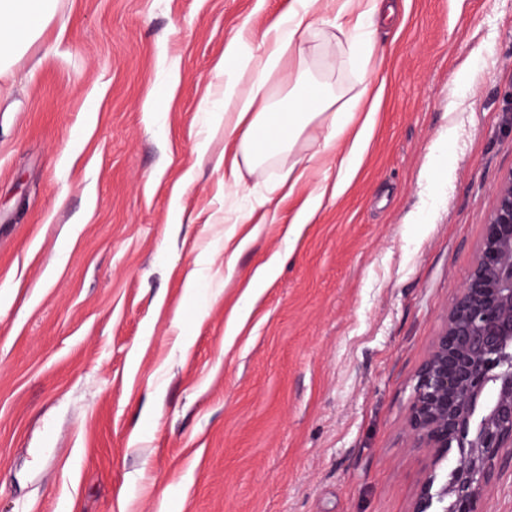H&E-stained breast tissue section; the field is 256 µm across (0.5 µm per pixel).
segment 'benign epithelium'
<instances>
[{
    "instance_id": "7a95c632",
    "label": "benign epithelium",
    "mask_w": 512,
    "mask_h": 512,
    "mask_svg": "<svg viewBox=\"0 0 512 512\" xmlns=\"http://www.w3.org/2000/svg\"><path fill=\"white\" fill-rule=\"evenodd\" d=\"M407 431L427 458L411 512H485L495 477L512 470V172L417 373Z\"/></svg>"
}]
</instances>
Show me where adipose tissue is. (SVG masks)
Segmentation results:
<instances>
[{
	"label": "adipose tissue",
	"instance_id": "adipose-tissue-1",
	"mask_svg": "<svg viewBox=\"0 0 512 512\" xmlns=\"http://www.w3.org/2000/svg\"><path fill=\"white\" fill-rule=\"evenodd\" d=\"M53 0H0V62L6 52L23 46L38 35L52 11ZM334 15L323 19L321 0H291L288 10L265 30L259 46L245 52L242 36H234L224 46L218 68L224 74V185L229 193H239L244 175L264 180L266 192L257 208H266L274 199L292 196L298 177L267 175L268 167L292 153L302 131L314 119H321L325 130L318 151L302 157L312 165L323 153L336 151V176L332 183L315 185L288 219V233L313 223L325 196H341L354 178L370 144L374 114L366 112L361 124H354L356 109L365 98L379 100L382 85L363 77L362 88L348 99H341L332 86L316 80L304 63L303 34L322 22L345 36L350 58L367 63L373 53L377 20L391 5L389 0H333ZM298 58L291 76L293 95L287 108L269 103L267 89L282 78L284 60ZM345 150H338L340 140Z\"/></svg>",
	"mask_w": 512,
	"mask_h": 512
}]
</instances>
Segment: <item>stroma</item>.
<instances>
[{
  "label": "stroma",
  "mask_w": 512,
  "mask_h": 512,
  "mask_svg": "<svg viewBox=\"0 0 512 512\" xmlns=\"http://www.w3.org/2000/svg\"><path fill=\"white\" fill-rule=\"evenodd\" d=\"M290 0H54L0 66V512H409L416 375L512 171V0H399L339 198L224 221V83ZM239 251H232V244ZM279 272L233 311L256 270ZM328 181L329 179L315 185L309 191L302 204L288 218V228L285 236L286 243L289 244L291 242V236L294 235L296 229L300 226L311 224L317 220L324 198L329 190Z\"/></svg>",
  "instance_id": "obj_1"
}]
</instances>
